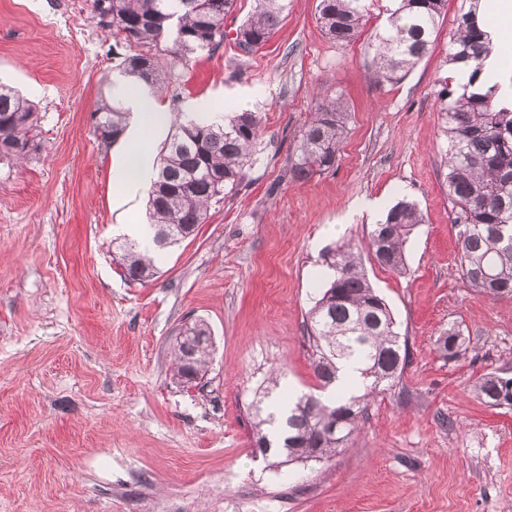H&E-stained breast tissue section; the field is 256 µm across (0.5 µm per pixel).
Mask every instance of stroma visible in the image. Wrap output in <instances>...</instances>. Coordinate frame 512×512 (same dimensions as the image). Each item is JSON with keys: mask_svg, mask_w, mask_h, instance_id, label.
<instances>
[{"mask_svg": "<svg viewBox=\"0 0 512 512\" xmlns=\"http://www.w3.org/2000/svg\"><path fill=\"white\" fill-rule=\"evenodd\" d=\"M318 4L287 0L252 54L228 40L173 69L165 111L257 112L262 135L243 182L136 283L113 241L147 220L146 189L115 183L137 131L105 143L92 118L120 77L112 34L90 0H0V82L32 101L39 144L0 160V512H512V407L472 393L485 373L512 377V298L459 278L442 165L438 93L461 0L429 53L381 86L365 40H329ZM317 93L343 96L349 133L333 169L295 182ZM401 198L425 217L405 271L365 269L408 339L406 367L331 462L267 467L251 413L271 371L289 393L319 391L306 323L323 255L365 244L370 202ZM199 319L212 361L188 389L171 348ZM453 326L464 343L448 358L438 339Z\"/></svg>", "mask_w": 512, "mask_h": 512, "instance_id": "35a3bbf8", "label": "stroma"}]
</instances>
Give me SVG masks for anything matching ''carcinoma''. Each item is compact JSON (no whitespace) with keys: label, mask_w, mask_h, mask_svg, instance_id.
Segmentation results:
<instances>
[{"label":"carcinoma","mask_w":512,"mask_h":512,"mask_svg":"<svg viewBox=\"0 0 512 512\" xmlns=\"http://www.w3.org/2000/svg\"><path fill=\"white\" fill-rule=\"evenodd\" d=\"M367 0H319L318 22L336 45L347 47L364 32ZM480 0H462L449 33L448 62L469 69L477 81L492 42L478 19ZM236 0H92L99 19L109 18L117 48L128 42L141 51L126 55L120 73L154 92L165 88L167 72L157 54L169 38L175 61L197 51L212 52L224 44V20ZM284 0H256L253 12L236 29L234 43L243 55L265 45L282 21ZM447 0H399L382 31L370 37L372 79L381 85L402 80L432 47ZM145 53L149 68L137 62ZM444 116L443 157L448 199L457 226L458 274L463 283L493 298L512 297V110L499 96L498 85L472 92L441 95ZM101 140L117 141L128 113L116 102L101 100L95 110ZM350 115L342 96L321 98L305 120L297 158L288 170L305 182L336 165L348 133ZM34 105L17 90L0 84V156L26 158L36 150ZM261 131L256 112H239L219 122L174 116L171 135L158 155L148 193V218L154 249L122 242L118 266L129 281L157 274L155 251L193 236L205 223L211 201L240 184L251 167ZM424 215L418 205L400 200L374 225L365 249L378 265L406 270L405 246ZM329 282L308 312L307 332L317 348L314 372L324 390L336 386L338 365L354 362L364 379L363 393L352 383L339 397L324 401L302 394L287 405L278 395L281 375L272 374L255 405L252 439L270 467L328 462L357 431L367 399L392 386L408 356V339L394 329L389 305L367 279L361 248L344 242L323 256ZM190 345L172 346L173 377L184 385L203 378L211 361V332L202 320L186 325ZM475 397L484 405L512 406V378L493 372L478 378Z\"/></svg>","instance_id":"carcinoma-1"}]
</instances>
